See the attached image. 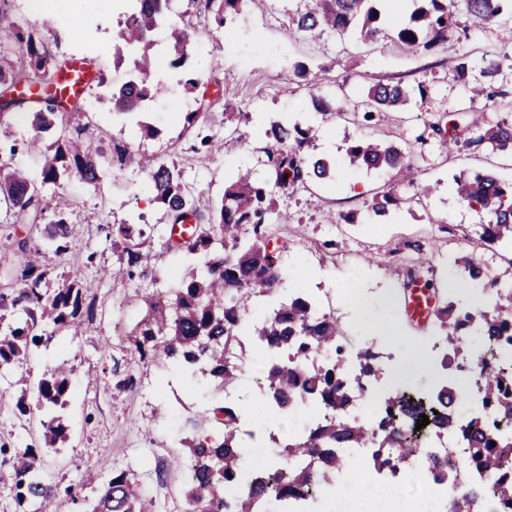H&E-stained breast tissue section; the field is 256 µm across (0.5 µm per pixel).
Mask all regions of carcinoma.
Masks as SVG:
<instances>
[{
	"label": "carcinoma",
	"instance_id": "cac0c4a2",
	"mask_svg": "<svg viewBox=\"0 0 512 512\" xmlns=\"http://www.w3.org/2000/svg\"><path fill=\"white\" fill-rule=\"evenodd\" d=\"M243 0H206L216 20L238 10ZM372 0H308L305 9L289 18L287 34L321 38L343 36L354 30L364 41H376L384 34L380 14L370 6ZM421 6L410 22L396 32V39L410 50L430 51L445 42L460 26V16L475 22H495L509 0H419ZM163 26L169 31L166 50L170 65L181 68L193 52L196 35L186 24L171 19V0H135L131 13L120 22L116 57L124 58L125 50L140 46V57L134 60L138 77L112 91V104L119 114H135L154 93L151 77L153 46L151 33ZM8 49L24 64L0 66V85H40L38 99L42 108L30 113L32 137L26 148L36 150L43 135L51 134L52 142L40 159V182H35L24 169L0 164V201L13 211L16 221L38 223L43 215L52 219L44 225L42 236L57 253L68 250L73 233L70 222L71 204L67 197L52 192L48 196L34 194L38 185L60 186V181L75 177L84 185L99 184L103 165L98 153L87 148L72 129L67 115L68 99L56 98L50 88L68 66L38 46L34 33L17 29L6 35ZM474 65L466 52L457 56L452 76L467 82ZM409 99V90L401 84H375L367 91L365 116L382 108L397 107ZM432 131L452 147L488 143L496 148L512 146V123L501 122L488 128H467L455 119L448 126H434ZM318 129L274 122L265 130L264 153L273 184H258L251 172L240 171L224 188L216 209L211 231L198 233L184 243L195 256L207 257L202 268L190 270L179 287L162 292L149 304L137 327L125 335L129 343L145 358L162 352L164 357L183 369L191 385L224 388L235 383L238 369L224 356V337L240 335L254 298L270 296L289 288L282 271L280 255L269 247L267 225L272 213L270 187L286 191L309 180H324L335 174V168L323 158H310L303 148L310 145ZM353 168L396 169L414 190L413 198L432 193V187L416 181L408 157L399 148L375 142L358 141L347 150ZM110 163L123 169L135 165L146 176L154 194L172 222L196 212V199L187 186L181 170L173 164L153 157H143L125 148H115ZM459 200L471 208H479L490 216L481 225L479 238L486 244L512 243V183L504 184L491 174H475L455 179ZM120 257L114 270L128 279L135 278L140 267L139 239L145 229L135 222L118 225ZM467 276L458 280L448 274V301L433 310L442 337L448 341L449 361L456 370L470 373L476 352L483 353L475 373L481 405L477 415L459 401V395L441 391L425 397L407 386L400 396L390 395L380 404L378 433L355 421L342 417L356 402V391H365L376 377L381 355L373 345L363 344L351 358L355 378L345 377V361L338 344L340 330L336 320L315 312L311 302L296 289L277 308L251 321L249 335L256 341L251 359L265 353H287V360L263 369L269 393V414L278 418L293 410L302 395L321 405L311 431L300 440L278 444L277 458L290 461L288 468L272 463L258 471L244 465L243 438L239 427L241 405L226 400L220 406L207 408L201 420L223 427L222 437L213 440L196 438L188 445L187 500L192 512H256L257 498L262 497L270 512H283L288 498L312 499L330 486L336 472L347 467L339 452L365 440L379 438L373 453L375 467L397 470L417 455L419 436L412 425L427 415L435 429L450 430L470 449V465L492 478L482 488L483 496L512 503V361L499 356L501 348L512 345V287L498 280H488L482 267L472 259L464 262ZM49 273L28 261L21 268L17 287L0 293V367L13 369L23 364L33 347L47 343V329L61 330L81 323L85 312L78 274H71L59 287L48 288ZM481 286L491 292V307L459 305L454 293L459 289ZM73 367L63 359L48 369L36 387L37 403L49 410L42 421L44 444L54 447L68 440L69 429L56 409L64 408L71 387ZM12 463L15 498L22 508L34 512H70L74 500L72 488L65 493L39 476V458L35 449L0 446V456ZM304 456L308 463L294 465L291 460ZM92 512H153L151 500L144 497L134 477L122 471L103 488Z\"/></svg>",
	"mask_w": 512,
	"mask_h": 512
}]
</instances>
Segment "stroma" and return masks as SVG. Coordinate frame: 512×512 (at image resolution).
I'll use <instances>...</instances> for the list:
<instances>
[{
	"label": "stroma",
	"mask_w": 512,
	"mask_h": 512,
	"mask_svg": "<svg viewBox=\"0 0 512 512\" xmlns=\"http://www.w3.org/2000/svg\"><path fill=\"white\" fill-rule=\"evenodd\" d=\"M298 0H244L232 22L217 25L203 7L188 0H173L176 20L194 28L197 48L181 70H173L163 53H155L152 79L156 87L142 119L112 110V90L133 78L129 61L116 60L112 42L119 30V8L101 11L96 0H54L51 8L33 6L32 0H7L0 6V34L17 28L37 29L45 50L57 60H85L89 83L68 102L71 127L81 129L92 147L111 154L120 145L175 163L197 192L195 224L209 226L213 208L224 185L241 168L251 169L260 181L269 178L264 131L273 121L307 125L319 120L323 132L308 155L336 164V174L288 191H276V210L270 237L282 247L281 260L298 287L313 299L340 291L354 281L362 290L364 310L387 329L374 341L378 351L392 354L403 376L423 391H434L445 379L429 355L435 341L433 320L417 321L406 310L403 280L397 271H409L423 282L444 291L448 269L471 255L487 278L502 276L512 256L501 247L479 246L475 237L486 213L458 203L454 175L491 172L512 181V152L491 145L460 146L449 150L431 126L447 121L450 112L476 110L479 120L512 122V37L502 25L462 20L458 34L436 51H409L394 39L407 24L417 0L408 5L377 0L384 38L363 43L357 34L326 36L318 40L288 38L285 26ZM469 52L474 60L495 56L500 70L491 84L498 95L471 104L466 88L451 75L456 56ZM318 71L316 87H308L294 73L297 64ZM197 78L195 91L184 82ZM375 83L425 87L396 110L365 119L366 93ZM332 103L338 116L321 120L317 99ZM238 118L226 122L225 111ZM199 112L198 124H185L184 115ZM152 125L154 135L141 132ZM30 133L27 113L15 112L0 120V161L36 169L37 159L26 151L9 155L8 148ZM210 135L219 149L207 152L199 138ZM377 139L401 148L420 180L434 184L432 195L409 200V192L394 172L348 168L344 162L352 141ZM62 190L73 202L74 231L68 252L47 246L41 231L15 222L0 205V291H8V274L19 258L46 267L51 283L60 282L77 257L93 255L92 264L79 272L83 298L92 309L93 332L70 327L43 346L31 349L26 359L30 384L58 358L75 367L72 392L64 411L70 440L61 448L44 447L42 415L35 395L33 409L17 419L13 401L0 403V444L12 448H40L43 480L58 487H77L74 512H91L113 473H133L154 512H186L188 503L186 454L181 436H196L204 404L162 359L140 361L121 334L137 321L145 301L156 291L177 286L186 262L168 242L169 222L143 174L105 168L98 188L76 178L64 180ZM392 192L398 204L375 215L373 196ZM143 214L150 230L141 246L145 275L133 280L109 279L100 267L117 264L119 251L107 235L109 226ZM355 216L352 224L344 216ZM26 241V254L16 244ZM413 342L426 358L425 368L408 359L404 343ZM136 386L120 387L126 375Z\"/></svg>",
	"instance_id": "obj_1"
}]
</instances>
